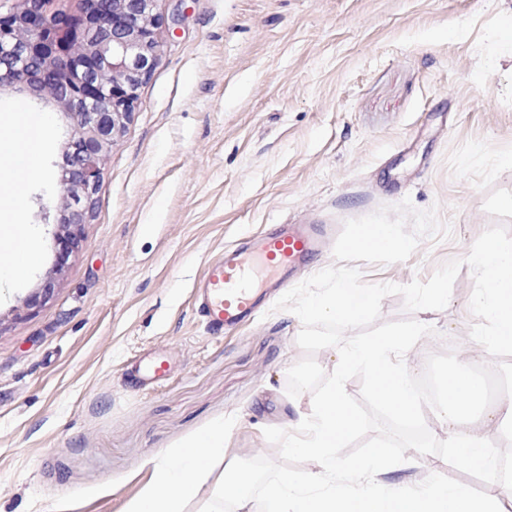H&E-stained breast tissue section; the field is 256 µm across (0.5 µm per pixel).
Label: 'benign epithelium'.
Returning a JSON list of instances; mask_svg holds the SVG:
<instances>
[{
    "label": "benign epithelium",
    "instance_id": "7a95c632",
    "mask_svg": "<svg viewBox=\"0 0 512 512\" xmlns=\"http://www.w3.org/2000/svg\"><path fill=\"white\" fill-rule=\"evenodd\" d=\"M15 2L0 14V87L20 86L74 129L56 191L58 274L94 209L101 162L155 65L157 0H83L79 17L46 13V0Z\"/></svg>",
    "mask_w": 512,
    "mask_h": 512
}]
</instances>
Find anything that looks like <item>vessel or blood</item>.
Returning <instances> with one entry per match:
<instances>
[{
    "label": "vessel or blood",
    "mask_w": 512,
    "mask_h": 512,
    "mask_svg": "<svg viewBox=\"0 0 512 512\" xmlns=\"http://www.w3.org/2000/svg\"><path fill=\"white\" fill-rule=\"evenodd\" d=\"M330 236L323 224H290L225 249L195 285V303L206 325L217 333L251 320L326 248ZM136 371L142 386L151 387L167 378L170 366L164 357L151 354Z\"/></svg>",
    "instance_id": "obj_1"
}]
</instances>
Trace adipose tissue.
<instances>
[{"instance_id": "1", "label": "adipose tissue", "mask_w": 512, "mask_h": 512, "mask_svg": "<svg viewBox=\"0 0 512 512\" xmlns=\"http://www.w3.org/2000/svg\"><path fill=\"white\" fill-rule=\"evenodd\" d=\"M48 120L33 112L14 113L0 133V241H9V249L0 248V274L23 275L34 255L32 233L21 224V179L42 177L40 159L47 143ZM481 388L461 373L448 377V401L443 402L438 421L452 429L458 460L464 464L483 465L480 450L485 441L479 429L465 425L457 412L456 397L479 394ZM231 437L224 420H217L189 438L175 452H162L145 462L152 480L133 498L126 512H187L199 495L204 477H212V502L201 512H221L217 501L235 495L240 512H246L249 501L243 492L250 484L249 470L237 469L232 476H212L210 464L215 454L223 452ZM267 496L274 512H506V498L499 492L478 498L467 490L447 485L434 478L422 491L403 489L383 496L366 490L352 494L332 487L320 494L299 490L290 477L284 476L270 486Z\"/></svg>"}]
</instances>
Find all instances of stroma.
<instances>
[{"label": "stroma", "instance_id": "35a3bbf8", "mask_svg": "<svg viewBox=\"0 0 512 512\" xmlns=\"http://www.w3.org/2000/svg\"><path fill=\"white\" fill-rule=\"evenodd\" d=\"M159 51L102 165L93 216L49 298L28 307L57 260L40 206L56 185L70 121L0 89V118L50 120L44 176L22 181L21 221L36 233L29 270L0 279V512H126L147 458L219 418L235 425L225 461L279 451L263 435L295 429L312 396L286 393L304 356L287 310L216 335L192 288L224 247L306 222L343 226L410 199L436 209L447 239L406 261L358 262L367 283L428 280L462 267L445 309L405 356L421 374L451 351L497 366L470 337L477 237L512 231V0H157ZM171 360L141 390L136 358ZM377 482L433 472L477 486L436 455L406 450Z\"/></svg>", "mask_w": 512, "mask_h": 512}]
</instances>
